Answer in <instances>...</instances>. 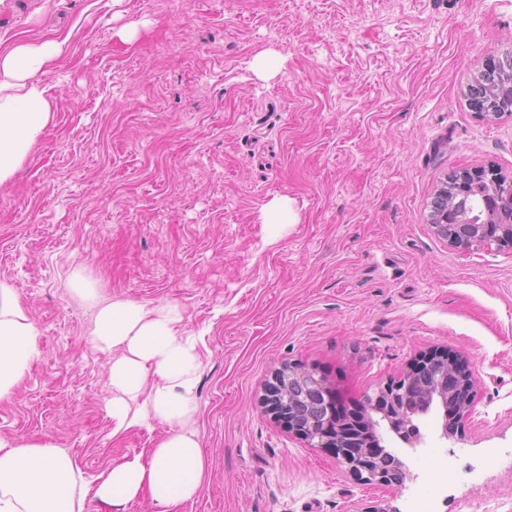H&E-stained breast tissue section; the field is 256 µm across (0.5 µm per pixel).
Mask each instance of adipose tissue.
<instances>
[{
    "mask_svg": "<svg viewBox=\"0 0 512 512\" xmlns=\"http://www.w3.org/2000/svg\"><path fill=\"white\" fill-rule=\"evenodd\" d=\"M62 52L54 40L24 41L0 52V185L8 182L47 127L46 81ZM174 304L115 301L100 308L94 341L111 352L113 433L151 422L169 430L148 453L123 457L96 483L56 444L0 436V512H85L88 498L120 507L149 496L176 512L208 479L199 437L191 429L198 401L199 337L182 327ZM39 330L14 288L0 282V401L9 400L43 354Z\"/></svg>",
    "mask_w": 512,
    "mask_h": 512,
    "instance_id": "1",
    "label": "adipose tissue"
}]
</instances>
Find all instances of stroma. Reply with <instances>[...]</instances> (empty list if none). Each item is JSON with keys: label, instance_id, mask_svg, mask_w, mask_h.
Listing matches in <instances>:
<instances>
[{"label": "stroma", "instance_id": "35a3bbf8", "mask_svg": "<svg viewBox=\"0 0 512 512\" xmlns=\"http://www.w3.org/2000/svg\"><path fill=\"white\" fill-rule=\"evenodd\" d=\"M42 39L63 44L54 112L0 185V280L43 355L0 435L53 441L93 479L167 433L113 437L82 280L178 304L202 338L190 426L210 480L176 512H409L439 461L459 475L439 512H512V249L429 223L452 172L512 179V113L466 97L512 55V0H0L1 52ZM436 349L466 361L474 404L450 439L435 406L416 444L380 425L402 486L360 483L262 407L285 365L354 409Z\"/></svg>", "mask_w": 512, "mask_h": 512}]
</instances>
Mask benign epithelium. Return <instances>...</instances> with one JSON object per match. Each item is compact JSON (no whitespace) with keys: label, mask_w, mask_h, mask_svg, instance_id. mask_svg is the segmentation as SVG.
<instances>
[{"label":"benign epithelium","mask_w":512,"mask_h":512,"mask_svg":"<svg viewBox=\"0 0 512 512\" xmlns=\"http://www.w3.org/2000/svg\"><path fill=\"white\" fill-rule=\"evenodd\" d=\"M464 183L491 187L495 200L485 204L484 219L477 224L450 205L439 218H429L435 233L454 247L494 242L512 249V216L496 202L498 198L512 200V179L504 178L492 167H481L460 171L457 185ZM450 224L457 234H448ZM306 378L315 381L326 397L336 399V392L323 379L290 365L277 372L270 383L264 398L267 411L289 432L308 441L320 440L318 447L329 449L341 459L357 480L386 487L403 485L406 472L394 474L383 470L377 458V423L372 421L371 413L381 415L389 423L402 422L404 432L410 435L414 432L415 409L437 405L443 409L442 436L448 439L455 436L469 416L475 398V382L466 364L448 351H430L420 355L402 378L384 384L375 397L367 399L366 408L361 410L363 421L342 412L331 415L322 424L305 425L291 417L288 410V382Z\"/></svg>","instance_id":"obj_1"}]
</instances>
